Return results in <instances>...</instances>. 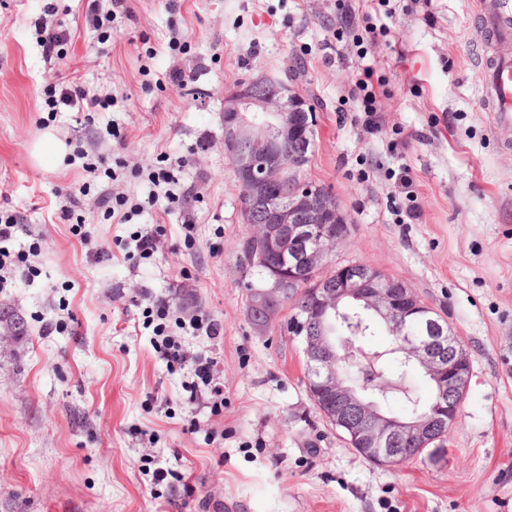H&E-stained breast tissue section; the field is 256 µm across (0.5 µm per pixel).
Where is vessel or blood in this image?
I'll use <instances>...</instances> for the list:
<instances>
[{
  "instance_id": "1",
  "label": "vessel or blood",
  "mask_w": 512,
  "mask_h": 512,
  "mask_svg": "<svg viewBox=\"0 0 512 512\" xmlns=\"http://www.w3.org/2000/svg\"><path fill=\"white\" fill-rule=\"evenodd\" d=\"M476 12L485 50L479 67L483 108L494 125L512 126V0H477Z\"/></svg>"
}]
</instances>
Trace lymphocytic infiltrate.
<instances>
[{
    "mask_svg": "<svg viewBox=\"0 0 512 512\" xmlns=\"http://www.w3.org/2000/svg\"><path fill=\"white\" fill-rule=\"evenodd\" d=\"M56 7L45 4L33 27L36 39L46 59H59L64 55V47L71 39V32L62 24L56 23ZM43 101L49 111L55 112L66 108L74 112H94L108 109L109 98L102 96L92 88L78 84L66 78H58L45 85ZM74 154L82 161V169L87 178L75 184L66 194L68 204L59 213L60 220L68 223L69 231L81 244H88L90 234L88 222L83 210L86 199H94L96 206L104 217L116 224L131 223L135 216L145 210H157L168 215L178 211L183 213L181 227L184 232H192L194 216L190 211V198L187 193L177 189L175 169L185 168L188 156L169 159L159 156L156 166L148 170L147 180L153 189L147 198L119 192L116 183L123 178L124 172L119 168L106 166L99 156L89 155L83 148H75ZM20 227L16 213L0 210V288L5 287L14 274H22L27 280H35L38 268L32 259L39 253L37 245L11 250L8 242L14 241ZM147 304L142 310L144 325L150 326L155 335L154 350L167 368L189 369L192 380L183 386L189 403H203L208 408L210 417L216 418L224 413V384L220 380L217 362L212 358H200L190 355L181 341L168 332V323L174 315L170 302L162 296H147Z\"/></svg>",
    "mask_w": 512,
    "mask_h": 512,
    "instance_id": "f902f5d3",
    "label": "lymphocytic infiltrate"
}]
</instances>
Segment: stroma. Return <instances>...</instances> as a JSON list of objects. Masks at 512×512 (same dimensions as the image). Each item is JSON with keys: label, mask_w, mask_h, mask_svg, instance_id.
Listing matches in <instances>:
<instances>
[{"label": "stroma", "mask_w": 512, "mask_h": 512, "mask_svg": "<svg viewBox=\"0 0 512 512\" xmlns=\"http://www.w3.org/2000/svg\"><path fill=\"white\" fill-rule=\"evenodd\" d=\"M55 4L72 32L68 67L113 104L49 115L42 90L58 65L32 26L43 0H0V208L21 217L16 247L42 246L40 276L0 290V512H512V126L481 107L474 0H356L359 26L388 31L368 47L386 94L384 124L367 138L349 96L361 61L333 36L336 0H180L173 12L131 0L97 53L85 0ZM175 35L187 54L170 51ZM175 66L193 82L156 87ZM259 75L288 79L317 116L304 175L332 188L348 224L330 265L365 262L402 280L471 358L439 454L390 467L362 457L310 397L290 305L262 327L248 315V286L262 278L241 263L251 229L224 154L223 103L234 80ZM113 125L124 144L108 142ZM47 131L110 166L191 155L178 179L201 195L194 249L174 213L154 259L126 261L118 241L135 225L101 222L91 230L107 252L93 258L56 216L60 188L85 177L80 162L32 156ZM399 135L405 145L388 151ZM404 168L422 208L413 224L391 208ZM147 292L221 323L218 338L184 343L221 365L222 438L191 432L208 409L184 400L187 374L166 369L151 330L133 329ZM63 300L72 330L45 334ZM159 467L188 484H154Z\"/></svg>", "instance_id": "obj_1"}]
</instances>
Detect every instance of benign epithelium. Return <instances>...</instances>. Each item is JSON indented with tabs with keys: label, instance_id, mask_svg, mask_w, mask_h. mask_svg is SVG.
I'll return each instance as SVG.
<instances>
[{
	"label": "benign epithelium",
	"instance_id": "7a95c632",
	"mask_svg": "<svg viewBox=\"0 0 512 512\" xmlns=\"http://www.w3.org/2000/svg\"><path fill=\"white\" fill-rule=\"evenodd\" d=\"M311 115L288 85L270 77L235 81L224 92V153L231 162L239 187L254 196L269 212L263 236L268 248L288 242L302 243L303 254L285 270H275L267 287L257 290L253 305L261 310L294 287L306 293L307 321L324 325L343 314L352 300L379 315L422 321L430 311L400 280L362 265L351 276L347 268L323 273L330 252L346 240L348 225L336 201L318 191L300 187L286 199L265 193L290 166L300 171L309 162L306 142ZM292 138L302 140L300 151L283 149ZM401 349L408 361L418 363L431 380L436 397L429 410L410 418L381 409L378 397L361 386L353 387L338 374L337 346L330 331L307 340L303 347L307 385L311 397L328 421L354 446L382 465L402 463L397 445L406 437L427 439L434 431L444 438L457 423L471 373L470 358L455 334L436 324L435 335L416 342L402 337Z\"/></svg>",
	"mask_w": 512,
	"mask_h": 512
}]
</instances>
